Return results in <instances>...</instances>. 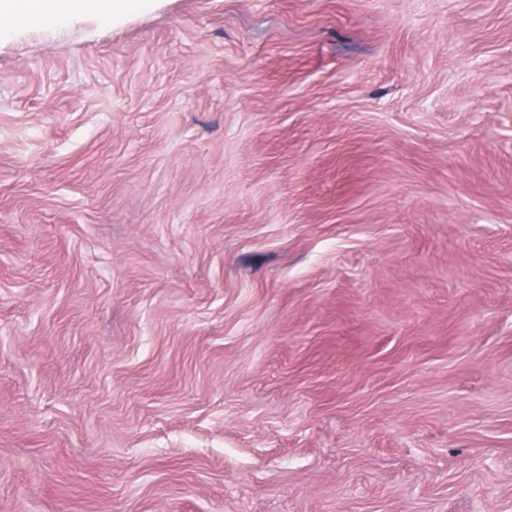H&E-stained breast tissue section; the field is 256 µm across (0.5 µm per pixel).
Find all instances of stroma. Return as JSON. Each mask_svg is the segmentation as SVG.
Returning a JSON list of instances; mask_svg holds the SVG:
<instances>
[{"label":"stroma","mask_w":512,"mask_h":512,"mask_svg":"<svg viewBox=\"0 0 512 512\" xmlns=\"http://www.w3.org/2000/svg\"><path fill=\"white\" fill-rule=\"evenodd\" d=\"M0 512H512V0L1 27Z\"/></svg>","instance_id":"1"}]
</instances>
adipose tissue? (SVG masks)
Returning a JSON list of instances; mask_svg holds the SVG:
<instances>
[{
    "label": "adipose tissue",
    "mask_w": 512,
    "mask_h": 512,
    "mask_svg": "<svg viewBox=\"0 0 512 512\" xmlns=\"http://www.w3.org/2000/svg\"><path fill=\"white\" fill-rule=\"evenodd\" d=\"M135 0H0V21L37 19L51 22L84 11L112 12L133 8Z\"/></svg>",
    "instance_id": "ef3b65f1"
}]
</instances>
